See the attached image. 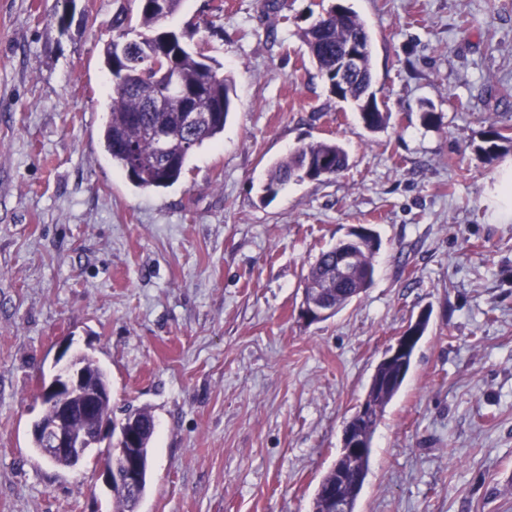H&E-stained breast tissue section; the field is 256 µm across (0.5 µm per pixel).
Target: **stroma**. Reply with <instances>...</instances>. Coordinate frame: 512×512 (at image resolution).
Returning <instances> with one entry per match:
<instances>
[{"instance_id": "35a3bbf8", "label": "stroma", "mask_w": 512, "mask_h": 512, "mask_svg": "<svg viewBox=\"0 0 512 512\" xmlns=\"http://www.w3.org/2000/svg\"><path fill=\"white\" fill-rule=\"evenodd\" d=\"M332 2L183 0L165 25L221 65L234 105L153 191L101 137V49L128 0H0V512H112L99 454L66 469L31 446L67 339L108 373L114 421L154 418L139 512H312L377 364L424 312L355 512H512V223L477 151L512 125V0H347L390 114L375 132L300 38ZM328 139L346 172L264 200L273 162ZM359 224L381 242L372 285L307 321L305 275Z\"/></svg>"}]
</instances>
